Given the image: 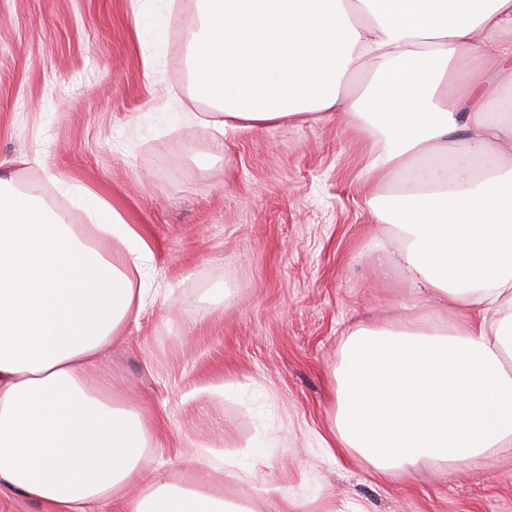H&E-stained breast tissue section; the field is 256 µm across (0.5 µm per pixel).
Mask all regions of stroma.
Here are the masks:
<instances>
[{"instance_id":"obj_1","label":"stroma","mask_w":512,"mask_h":512,"mask_svg":"<svg viewBox=\"0 0 512 512\" xmlns=\"http://www.w3.org/2000/svg\"><path fill=\"white\" fill-rule=\"evenodd\" d=\"M128 10L0 0V161L21 189L71 208L85 241L97 230L63 182L114 198L153 249V298L98 367L149 423L147 477L250 512H512L507 458L383 482L324 453L348 333L392 323L409 292L371 249L362 137L309 120L216 140L183 120L207 106L182 29L135 36ZM36 151L43 167L24 164Z\"/></svg>"}]
</instances>
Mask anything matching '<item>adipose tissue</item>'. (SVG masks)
<instances>
[{"mask_svg": "<svg viewBox=\"0 0 512 512\" xmlns=\"http://www.w3.org/2000/svg\"><path fill=\"white\" fill-rule=\"evenodd\" d=\"M179 24L218 139L334 118L393 189L370 201L374 252L433 315L350 332L326 453L380 480L512 456V111L486 109L512 90V0H196ZM71 204L103 240L0 170V487L55 512H246L145 483L146 421L90 371L139 320L149 290L132 278L152 248L116 203L83 190Z\"/></svg>", "mask_w": 512, "mask_h": 512, "instance_id": "adipose-tissue-1", "label": "adipose tissue"}]
</instances>
